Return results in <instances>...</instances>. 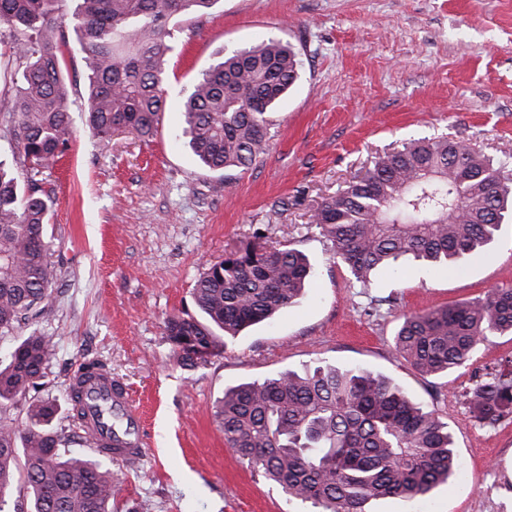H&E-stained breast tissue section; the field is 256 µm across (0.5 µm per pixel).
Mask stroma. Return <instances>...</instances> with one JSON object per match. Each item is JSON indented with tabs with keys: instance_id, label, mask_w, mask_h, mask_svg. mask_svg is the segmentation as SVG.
<instances>
[{
	"instance_id": "obj_1",
	"label": "stroma",
	"mask_w": 512,
	"mask_h": 512,
	"mask_svg": "<svg viewBox=\"0 0 512 512\" xmlns=\"http://www.w3.org/2000/svg\"><path fill=\"white\" fill-rule=\"evenodd\" d=\"M301 53L300 77L272 113L270 147L246 170L207 172L179 134V92L221 55L264 38ZM69 148L42 176L54 190L45 239L54 271L44 312L0 336V360L31 332L55 357L36 399L58 410L53 430L87 452L70 379L87 358L126 380L149 453L114 491L112 512H309L242 462L213 406L227 388L326 361L389 378L434 410L453 435L464 478L425 500H372L365 512H512V420L482 427L464 397L475 370L512 356L492 336L474 365L437 379L394 351L402 314L512 286V219L484 256L437 271L408 259L362 287L312 222L320 204L406 143L445 136L497 160L512 156V0H220L185 22L169 62V96L149 141L93 138L72 74ZM262 232L315 265L304 300L182 366L165 321L194 312L199 275Z\"/></svg>"
}]
</instances>
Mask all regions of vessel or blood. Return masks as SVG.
<instances>
[{
	"label": "vessel or blood",
	"mask_w": 512,
	"mask_h": 512,
	"mask_svg": "<svg viewBox=\"0 0 512 512\" xmlns=\"http://www.w3.org/2000/svg\"><path fill=\"white\" fill-rule=\"evenodd\" d=\"M70 391L79 398L76 415L94 451L120 464L142 460L147 436L123 380L85 362L72 376Z\"/></svg>",
	"instance_id": "obj_1"
}]
</instances>
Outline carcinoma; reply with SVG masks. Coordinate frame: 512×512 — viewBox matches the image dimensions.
Wrapping results in <instances>:
<instances>
[{
	"mask_svg": "<svg viewBox=\"0 0 512 512\" xmlns=\"http://www.w3.org/2000/svg\"><path fill=\"white\" fill-rule=\"evenodd\" d=\"M220 0H0V29L12 53L0 66V334L41 311L53 283L44 226L52 189L35 179L67 149L70 75L65 50L79 48L85 124L100 139L123 129L149 139L164 112L172 41L188 19ZM300 54L268 39L224 54L182 93V137L200 167L247 169L267 151L269 113L299 77ZM512 215V172L476 150L439 137L385 153L344 190L325 199L313 223L356 282L412 257L451 270L486 251ZM309 258L260 237L209 266L193 288L203 319L171 316L167 335L186 366L218 354L221 337L268 320L304 297ZM512 335V287L405 314L396 353L418 372L445 377L469 365L490 336ZM55 355L32 333L0 363V408L36 390ZM471 418L493 427L512 417V357L465 392ZM51 403L29 407L19 428L0 420V512L16 484L27 502L13 512H112L121 470L66 454L49 424ZM224 440L240 460L315 512H365L377 499L428 495L459 474L448 425L385 378L320 364L224 390L214 404Z\"/></svg>",
	"mask_w": 512,
	"mask_h": 512,
	"instance_id": "obj_1",
	"label": "carcinoma"
}]
</instances>
